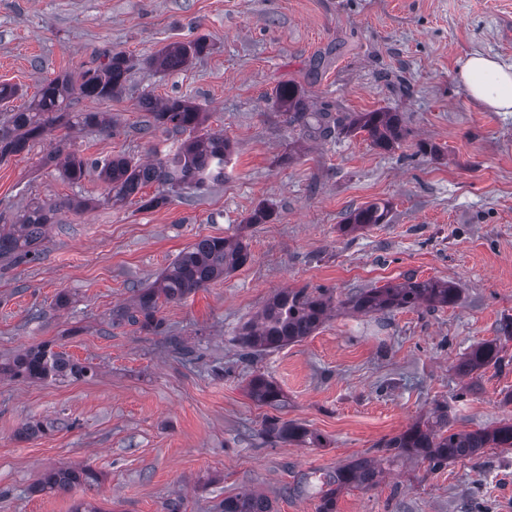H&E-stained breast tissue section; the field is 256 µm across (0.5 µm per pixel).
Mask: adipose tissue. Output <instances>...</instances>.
<instances>
[{"label": "adipose tissue", "instance_id": "1", "mask_svg": "<svg viewBox=\"0 0 512 512\" xmlns=\"http://www.w3.org/2000/svg\"><path fill=\"white\" fill-rule=\"evenodd\" d=\"M457 79L467 95L492 112H512V66L496 57L475 53L462 59Z\"/></svg>", "mask_w": 512, "mask_h": 512}]
</instances>
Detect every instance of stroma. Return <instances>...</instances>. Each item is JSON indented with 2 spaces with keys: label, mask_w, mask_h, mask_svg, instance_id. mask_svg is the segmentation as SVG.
<instances>
[{
  "label": "stroma",
  "mask_w": 512,
  "mask_h": 512,
  "mask_svg": "<svg viewBox=\"0 0 512 512\" xmlns=\"http://www.w3.org/2000/svg\"><path fill=\"white\" fill-rule=\"evenodd\" d=\"M512 0H0V84L24 95L0 106V125L27 107L41 83L79 75L103 51L133 61L124 89L81 110L107 113L110 132L52 128L28 152L0 162V225L33 203L92 201L61 210L36 260L0 268V363L49 344L92 365L95 376L24 382L0 374V512H211L256 491L274 512H316L317 487L286 494L300 472H330L375 454L435 403L471 431L512 419V368L487 369L476 394L454 396L455 366L496 338L512 316V112L469 99L456 77L482 51L512 64ZM204 38L179 72L144 65L167 44ZM305 90L312 111L401 113L408 134L380 149L365 134L325 139L288 127L269 101L282 83ZM190 97L209 130L233 145L224 180L174 192L150 185L142 207L102 202L96 169L78 182L43 159L59 143L88 159L147 161L182 134L144 133L146 97ZM429 152H420V145ZM386 203V223L352 235L349 214ZM271 218L250 223L258 207ZM205 236L244 237L251 262L186 299L162 306L166 334L112 321ZM450 281L457 305L365 316L344 308L357 288L406 276ZM320 288L338 307L313 336L239 359L244 322L281 289ZM66 306H57L59 295ZM194 350L174 354L168 336ZM288 398L274 411L246 394L251 375ZM304 423L320 448L271 442L266 417ZM52 428L19 440L27 422ZM88 464L103 480L67 494L35 492L42 473ZM336 512H512V450L430 471L407 461L371 488L343 491Z\"/></svg>",
  "instance_id": "obj_1"
}]
</instances>
